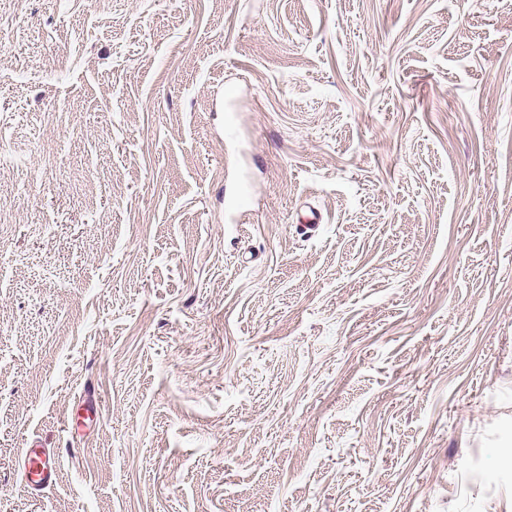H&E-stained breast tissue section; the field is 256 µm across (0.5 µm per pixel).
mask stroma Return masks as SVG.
<instances>
[{
	"label": "stroma",
	"mask_w": 512,
	"mask_h": 512,
	"mask_svg": "<svg viewBox=\"0 0 512 512\" xmlns=\"http://www.w3.org/2000/svg\"><path fill=\"white\" fill-rule=\"evenodd\" d=\"M510 444L512 0H0V512H512ZM21 482L31 491H43L53 486L56 477V457L37 441H30L21 452Z\"/></svg>",
	"instance_id": "obj_1"
}]
</instances>
